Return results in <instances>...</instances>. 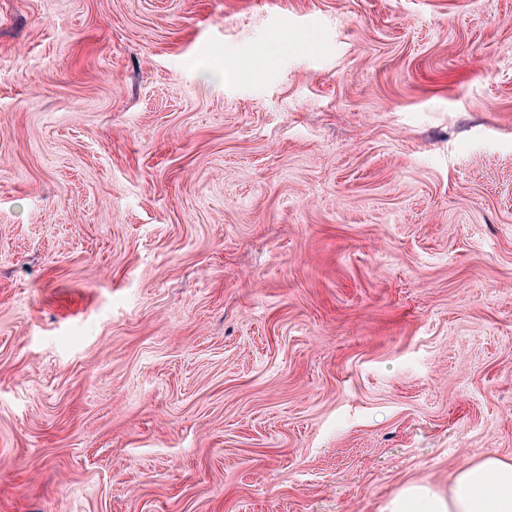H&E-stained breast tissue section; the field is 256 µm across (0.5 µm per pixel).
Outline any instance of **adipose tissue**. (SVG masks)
Returning <instances> with one entry per match:
<instances>
[{"instance_id": "adipose-tissue-1", "label": "adipose tissue", "mask_w": 512, "mask_h": 512, "mask_svg": "<svg viewBox=\"0 0 512 512\" xmlns=\"http://www.w3.org/2000/svg\"><path fill=\"white\" fill-rule=\"evenodd\" d=\"M383 512H512V462L488 455L461 464L447 486L406 483Z\"/></svg>"}]
</instances>
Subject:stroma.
Segmentation results:
<instances>
[{
  "label": "stroma",
  "instance_id": "1",
  "mask_svg": "<svg viewBox=\"0 0 512 512\" xmlns=\"http://www.w3.org/2000/svg\"><path fill=\"white\" fill-rule=\"evenodd\" d=\"M512 461V0H0V512H381Z\"/></svg>",
  "mask_w": 512,
  "mask_h": 512
}]
</instances>
